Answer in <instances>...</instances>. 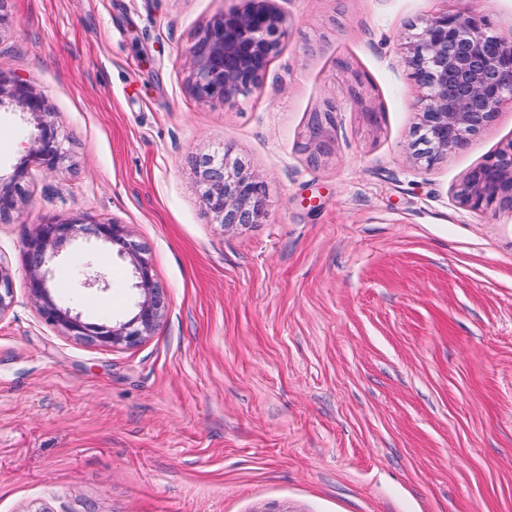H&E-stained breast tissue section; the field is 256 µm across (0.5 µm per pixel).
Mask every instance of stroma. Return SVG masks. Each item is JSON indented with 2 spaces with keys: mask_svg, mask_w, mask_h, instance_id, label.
Segmentation results:
<instances>
[{
  "mask_svg": "<svg viewBox=\"0 0 512 512\" xmlns=\"http://www.w3.org/2000/svg\"><path fill=\"white\" fill-rule=\"evenodd\" d=\"M287 36L234 104L196 99L185 56L245 0H8L0 76L47 101L67 155L31 166L0 262V512H512V208L466 174L512 144V102L434 164L410 149L402 45L464 9L512 31V0H271ZM323 117V143L309 139ZM0 106V173L30 146ZM232 146L267 186L222 227L195 162ZM127 225L169 312L133 348L61 335L21 242L52 217ZM134 314L131 269L81 238Z\"/></svg>",
  "mask_w": 512,
  "mask_h": 512,
  "instance_id": "1",
  "label": "stroma"
}]
</instances>
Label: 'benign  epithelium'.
<instances>
[{
  "label": "benign epithelium",
  "instance_id": "7a95c632",
  "mask_svg": "<svg viewBox=\"0 0 512 512\" xmlns=\"http://www.w3.org/2000/svg\"><path fill=\"white\" fill-rule=\"evenodd\" d=\"M250 2L243 10L216 18L190 50L191 88L197 99L222 106L235 103L259 86L277 55L285 36L282 15L268 5V0ZM404 49L405 62L419 89L418 149L413 151L417 159L431 164L448 154V150L480 134L503 101L512 100V34L500 32L485 14L436 13L407 38ZM5 96L28 115L32 129L29 158L9 177L0 176L1 220L10 219L15 212L29 164L53 169L65 158L64 137L49 119L42 96L27 83H15L7 89L0 79V105ZM197 175L214 223L254 224L265 217L266 185L231 159L230 149H224L220 159H200ZM459 196L476 210L497 202L512 207V144L471 169ZM85 235L115 249L131 265L139 294L132 318L90 321L53 296L48 253H56L64 244ZM22 255L29 295L38 304L42 318L65 336L101 348H131L152 336L167 316L168 295L155 281L144 248L130 238L124 224L102 223L88 215L53 217L34 225L23 240ZM83 286L104 292L110 281L106 273L91 271ZM13 302L11 272L0 263V317Z\"/></svg>",
  "mask_w": 512,
  "mask_h": 512
}]
</instances>
